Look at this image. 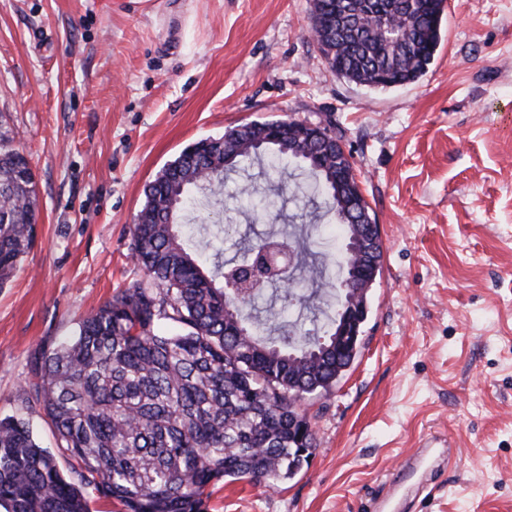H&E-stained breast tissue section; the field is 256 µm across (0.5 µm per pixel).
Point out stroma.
<instances>
[{
	"instance_id": "stroma-1",
	"label": "stroma",
	"mask_w": 512,
	"mask_h": 512,
	"mask_svg": "<svg viewBox=\"0 0 512 512\" xmlns=\"http://www.w3.org/2000/svg\"><path fill=\"white\" fill-rule=\"evenodd\" d=\"M279 119L340 135L382 229V271L358 358L303 403L309 466L273 488L218 482L203 512H373L436 433L454 453L413 481L411 512H512V0H447L433 65L387 89L328 68L311 0H0V131L27 156L40 210L0 288V417L18 413L35 349L139 278L145 186L188 145ZM203 218L223 260L290 234L343 277L307 172L243 164Z\"/></svg>"
}]
</instances>
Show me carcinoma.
I'll use <instances>...</instances> for the list:
<instances>
[{
    "instance_id": "obj_1",
    "label": "carcinoma",
    "mask_w": 512,
    "mask_h": 512,
    "mask_svg": "<svg viewBox=\"0 0 512 512\" xmlns=\"http://www.w3.org/2000/svg\"><path fill=\"white\" fill-rule=\"evenodd\" d=\"M312 0L311 30L331 71L356 84L417 82L433 64L446 0ZM285 120L241 125L224 141L199 140L145 188L130 229L141 277L83 319L71 339L34 351L21 409L40 408L53 448L21 414L0 418L4 512H90L111 499L122 512H202L206 487L226 478L275 486L309 465L317 444L304 395L330 390L353 365L336 345V316L321 327H270L253 295L224 287L212 241L190 246L182 215L214 194L239 164L266 154L306 168L340 230L350 171ZM280 128L270 149L238 146ZM38 220L27 158L0 134V286L28 253ZM73 460L70 471L59 458Z\"/></svg>"
}]
</instances>
